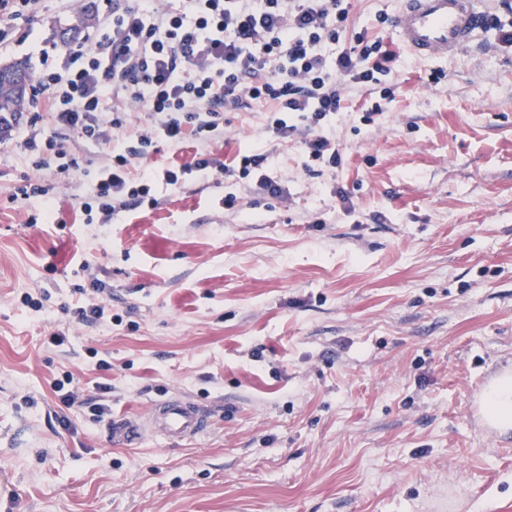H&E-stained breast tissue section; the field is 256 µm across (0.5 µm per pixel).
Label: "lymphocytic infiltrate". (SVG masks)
<instances>
[{
  "instance_id": "1",
  "label": "lymphocytic infiltrate",
  "mask_w": 512,
  "mask_h": 512,
  "mask_svg": "<svg viewBox=\"0 0 512 512\" xmlns=\"http://www.w3.org/2000/svg\"><path fill=\"white\" fill-rule=\"evenodd\" d=\"M347 0H150L106 14L94 47L65 49V64L43 69L31 136L23 151L36 169L55 167L70 178L80 165L70 136L100 143L107 129L124 131L125 145L108 152L93 176L85 215L110 220L141 205L156 179L180 183L179 171L156 174L147 164L159 141L204 144L223 113L259 102L275 137L299 143L305 157L339 163L330 119L351 111V91L380 90L391 98L395 54L382 40L356 37L345 45ZM338 48L329 56L325 44ZM145 121L126 132L129 117ZM263 154L217 165L198 152L188 172L247 178L274 197L283 188L264 175Z\"/></svg>"
}]
</instances>
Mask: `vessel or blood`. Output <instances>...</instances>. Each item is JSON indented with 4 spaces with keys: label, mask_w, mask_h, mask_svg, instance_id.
I'll list each match as a JSON object with an SVG mask.
<instances>
[{
    "label": "vessel or blood",
    "mask_w": 512,
    "mask_h": 512,
    "mask_svg": "<svg viewBox=\"0 0 512 512\" xmlns=\"http://www.w3.org/2000/svg\"><path fill=\"white\" fill-rule=\"evenodd\" d=\"M483 24L479 0H398L390 17L393 31L411 54L443 61L469 44ZM210 425L203 407L171 398L153 403L147 416L113 419L111 435L113 444L131 447L150 433L172 442L190 440Z\"/></svg>",
    "instance_id": "obj_1"
}]
</instances>
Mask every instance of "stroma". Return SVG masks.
Listing matches in <instances>:
<instances>
[{
    "mask_svg": "<svg viewBox=\"0 0 512 512\" xmlns=\"http://www.w3.org/2000/svg\"><path fill=\"white\" fill-rule=\"evenodd\" d=\"M107 0H40L0 60L60 65L77 13L93 44ZM350 0L347 35L397 54L393 101L334 123L341 163L306 170L260 103L224 114L217 163L268 156L256 181L157 182L155 204L88 224L87 172L122 141L71 137L69 181L0 140V512H485L512 501V431L482 395L512 370V48L495 31L436 64ZM443 69L445 78L433 82ZM49 190L50 224L13 199ZM236 196L234 207L215 195ZM98 279L106 317L73 313ZM64 343L49 344L52 333ZM72 374L75 399L53 383ZM170 396L207 406L209 430L113 446L112 417Z\"/></svg>",
    "mask_w": 512,
    "mask_h": 512,
    "instance_id": "1",
    "label": "stroma"
}]
</instances>
